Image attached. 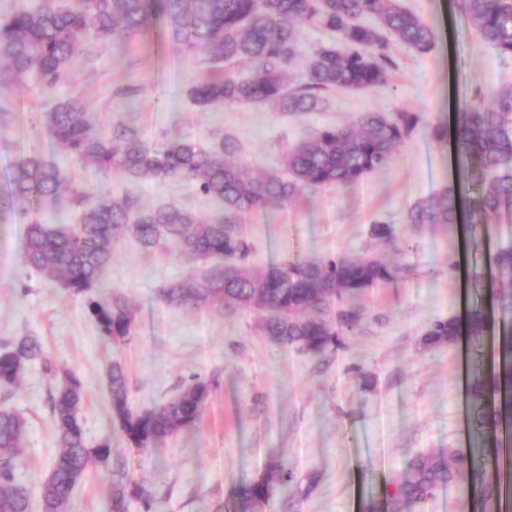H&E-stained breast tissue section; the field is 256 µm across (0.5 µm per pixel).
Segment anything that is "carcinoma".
I'll return each mask as SVG.
<instances>
[{
	"label": "carcinoma",
	"instance_id": "cac0c4a2",
	"mask_svg": "<svg viewBox=\"0 0 512 512\" xmlns=\"http://www.w3.org/2000/svg\"><path fill=\"white\" fill-rule=\"evenodd\" d=\"M482 40L502 55L512 56V0H456ZM166 24L171 42L201 49L210 56L212 72L186 91L205 110L217 104L266 103L288 114L322 109L337 89L378 90L388 85L397 63L391 45L397 41L420 54L432 52L433 27L399 0H71L57 7L45 0L33 11L0 18V84L28 73L48 87L69 78L70 60L85 52L95 35L114 46L127 44L153 22ZM315 27L338 36L344 48L322 44L311 52L304 76L294 81L290 65L297 53V35ZM248 61L253 74L232 78L220 73L224 62ZM422 123L417 112L400 109L391 114L373 111L351 127H326L286 148L285 174L256 176L230 157L238 144L224 139L207 150L181 137L161 151L151 150L130 118L104 134L73 101L49 110L53 139L79 161L101 172L111 170L136 181L144 176L161 180H190L198 193L221 211L203 220L179 206L147 208L130 192L102 198L72 186L70 174L59 165L28 157L16 162L9 189L0 194V215L27 212L49 202L57 222L28 225L23 265L41 275L62 279L74 296L85 299L89 317L105 343L119 345L132 336L134 313L124 297L105 283L104 270L112 262V245L132 238L145 253L172 250L187 260L212 259L200 275H189L162 288L158 298L171 307L196 309L220 304L241 311L263 312L264 335L283 346L314 355L342 344L343 331L358 316L355 301L368 289L408 273L377 255L350 259L340 255L301 262H281L264 270L247 264L250 246L242 234L245 216L283 207L319 187L350 186L391 164L397 147ZM429 137L442 147L453 141L455 152L470 170L465 194L444 190L412 205L407 224H456L462 215L470 223L488 224L512 203V86H503L487 101L478 89L454 118L427 124ZM498 276L512 281V250L493 258ZM469 288L512 311V293L497 290V280L475 273ZM347 306L335 311L336 299ZM491 317L476 305L469 310V335L481 342ZM459 327L437 321L426 341L440 344L454 339ZM39 361L56 380L50 394L61 450L41 489L43 512H66L72 491L96 464L108 462L112 442L86 445L77 411L82 385L62 363L44 355L35 336H23L0 349V390L17 387L28 364ZM219 380L196 374L171 399L152 409L129 401L127 376L115 362L108 372L112 419L123 438L141 453L164 439L194 426L205 400ZM475 426L488 434L498 465H503L502 422L512 419V364L483 373L470 384ZM25 421L7 405H0V512H29V500L16 476L15 461L24 451ZM452 479L451 466L440 467L423 457L407 462L405 481L386 494L390 512L431 495L441 478ZM296 475L287 466L272 464L264 475L236 486L239 506L251 508L279 496L293 499ZM136 500L149 510L148 495L137 483L112 486L110 512H126Z\"/></svg>",
	"mask_w": 512,
	"mask_h": 512
}]
</instances>
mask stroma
Listing matches in <instances>:
<instances>
[{
    "instance_id": "obj_1",
    "label": "stroma",
    "mask_w": 512,
    "mask_h": 512,
    "mask_svg": "<svg viewBox=\"0 0 512 512\" xmlns=\"http://www.w3.org/2000/svg\"><path fill=\"white\" fill-rule=\"evenodd\" d=\"M401 4L436 28V49L420 54L393 44L397 68L388 87L336 91L316 112L284 115L263 103L199 109L185 90L208 70L207 56L172 49L160 23L127 48L89 38L86 52L71 61L66 83L0 84V110L10 114L0 128V190L19 159L38 156L70 169L75 184L102 195L130 190L144 206L177 205L205 219L215 205L191 182H132L76 162L49 135L50 106L78 100L107 134L135 116L154 150L175 134L208 149L229 136L240 147L238 160L259 174L283 171L287 146L326 127L351 125L365 112L405 109L424 121L395 151L388 169L348 188L309 191L244 222L253 245L250 264L258 270L331 254H376L408 267L407 276L359 298L358 321L340 347L320 357L269 340L258 328L257 312L161 303L159 288L202 273L208 263L189 264L166 251L146 254L130 238L113 245L105 279L132 306L137 331L127 343L107 345L80 298L60 280L22 264L29 218L54 223L51 207L42 205L27 217H0V347L22 336L38 337L46 356L66 364L82 383L86 443H112L110 460L88 470L66 512H107L112 483L120 477L151 491V512H214L219 503L233 507L234 487L273 461L293 466L306 491L295 500L294 512H364L403 479L408 459H438L451 448H472L467 386L478 356L465 327L473 296L461 271H450L448 262L458 260L465 268L475 256L464 248L457 226H412L405 215L415 202L459 181L456 162L430 139L426 122L447 116L451 97L512 85V57L484 43L451 0ZM125 86L136 88L134 98L118 95ZM376 221L392 225L395 241L370 235ZM439 320L459 325L455 341L426 342ZM115 361L124 366L130 399L141 409L165 402L194 374L218 377L219 386L196 427L143 454L111 420L107 374ZM53 390L41 363L33 362L13 392L0 393V403L26 421L17 474L31 512H41V485L60 451L49 402ZM476 500L484 501L485 512H500L492 470H485L476 487L458 476L440 482L406 512H472Z\"/></svg>"
}]
</instances>
